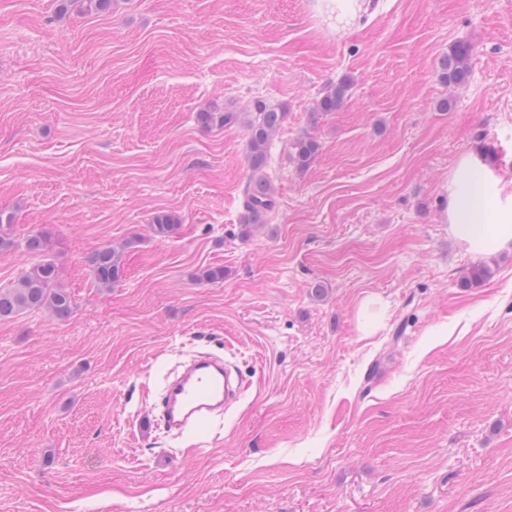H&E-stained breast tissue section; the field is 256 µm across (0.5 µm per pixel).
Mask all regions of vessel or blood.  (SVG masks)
Returning <instances> with one entry per match:
<instances>
[{
  "label": "vessel or blood",
  "mask_w": 512,
  "mask_h": 512,
  "mask_svg": "<svg viewBox=\"0 0 512 512\" xmlns=\"http://www.w3.org/2000/svg\"><path fill=\"white\" fill-rule=\"evenodd\" d=\"M238 391L229 364L215 356H198L163 390L160 407L165 424L169 430L184 431L222 413Z\"/></svg>",
  "instance_id": "vessel-or-blood-1"
}]
</instances>
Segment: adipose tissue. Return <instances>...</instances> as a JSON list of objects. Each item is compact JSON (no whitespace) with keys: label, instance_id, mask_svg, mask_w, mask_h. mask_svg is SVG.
<instances>
[{"label":"adipose tissue","instance_id":"obj_1","mask_svg":"<svg viewBox=\"0 0 512 512\" xmlns=\"http://www.w3.org/2000/svg\"><path fill=\"white\" fill-rule=\"evenodd\" d=\"M447 192L448 230L471 252L489 256L512 243V189L478 157H460Z\"/></svg>","mask_w":512,"mask_h":512}]
</instances>
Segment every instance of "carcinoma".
Wrapping results in <instances>:
<instances>
[{"label":"carcinoma","instance_id":"obj_1","mask_svg":"<svg viewBox=\"0 0 512 512\" xmlns=\"http://www.w3.org/2000/svg\"><path fill=\"white\" fill-rule=\"evenodd\" d=\"M469 50L462 44L453 46L444 57L440 68V78L454 85L466 82ZM350 88L344 80L328 91L318 102L319 112H334L343 103ZM285 113L256 104L253 118L247 122L248 162L251 176L243 201L240 223L258 225L266 221L268 214L275 207L274 187L265 168L268 160V147L277 129L283 123ZM196 120L203 127L216 122L230 124L235 120L232 112L217 115L215 112L201 111ZM318 143L309 136L297 139L293 144V160L296 168L304 170L309 167L318 152ZM177 227V220L167 214L155 217L153 232L165 237ZM122 253L111 247L97 250L91 264L97 281L110 285L117 281L121 273ZM57 269L53 262L43 259L30 267L10 288H0V320L9 319L23 310H48L63 317L72 309V298L65 289L57 286Z\"/></svg>","mask_w":512,"mask_h":512}]
</instances>
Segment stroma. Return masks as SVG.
Returning <instances> with one entry per match:
<instances>
[{
    "mask_svg": "<svg viewBox=\"0 0 512 512\" xmlns=\"http://www.w3.org/2000/svg\"><path fill=\"white\" fill-rule=\"evenodd\" d=\"M375 2L0 0V286L45 257L73 297L0 321V512H512V244L476 257L445 219L461 156L512 179V0ZM257 101L287 117L247 232ZM200 352L247 386L167 433L152 406ZM325 3L331 12H336V19L340 22L354 20L363 10L364 1L359 0H319ZM468 57L469 50L465 45L453 46L441 63L440 78L448 84H464L469 74ZM349 88L350 84L347 80L337 84L319 100L316 107L317 112L336 111L343 103ZM318 143L309 136L298 138L293 144V160L296 168L305 170L318 152ZM121 256L119 250L111 247H103L93 254L91 264L94 276L100 284L111 285L119 279Z\"/></svg>",
    "mask_w": 512,
    "mask_h": 512,
    "instance_id": "obj_1",
    "label": "stroma"
}]
</instances>
